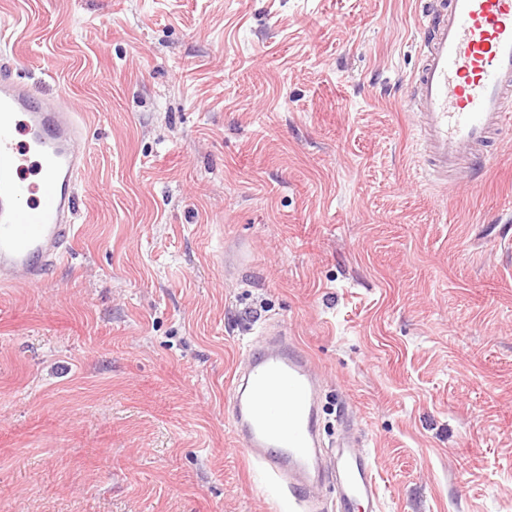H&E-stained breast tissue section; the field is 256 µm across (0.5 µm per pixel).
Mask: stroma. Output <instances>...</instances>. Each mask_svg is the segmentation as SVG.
Returning <instances> with one entry per match:
<instances>
[{"mask_svg":"<svg viewBox=\"0 0 512 512\" xmlns=\"http://www.w3.org/2000/svg\"><path fill=\"white\" fill-rule=\"evenodd\" d=\"M438 8L0 0L13 74L87 126L67 262L0 288V512H289L225 406L268 326L379 512H512V129L419 175Z\"/></svg>","mask_w":512,"mask_h":512,"instance_id":"1","label":"stroma"}]
</instances>
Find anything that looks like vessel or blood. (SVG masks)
Wrapping results in <instances>:
<instances>
[{
	"mask_svg": "<svg viewBox=\"0 0 512 512\" xmlns=\"http://www.w3.org/2000/svg\"><path fill=\"white\" fill-rule=\"evenodd\" d=\"M423 121L418 135L431 169L448 174L480 164L491 136L512 125V0H441L416 76ZM27 140L16 144L15 127ZM84 122L59 100L0 72V288L39 284L70 253L83 168ZM38 156L36 185L23 156ZM318 377L297 344L276 337L253 350L232 379L228 410L247 457L288 483L297 506L313 507L321 481L335 479L336 512L379 502L368 450L340 443L331 463L319 452Z\"/></svg>",
	"mask_w": 512,
	"mask_h": 512,
	"instance_id": "b4317fda",
	"label": "vessel or blood"
}]
</instances>
